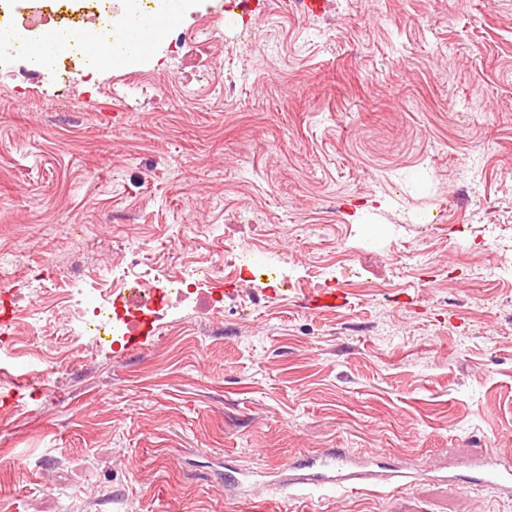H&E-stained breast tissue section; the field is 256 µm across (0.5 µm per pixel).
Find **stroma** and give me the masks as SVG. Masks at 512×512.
<instances>
[{
	"instance_id": "35a3bbf8",
	"label": "stroma",
	"mask_w": 512,
	"mask_h": 512,
	"mask_svg": "<svg viewBox=\"0 0 512 512\" xmlns=\"http://www.w3.org/2000/svg\"><path fill=\"white\" fill-rule=\"evenodd\" d=\"M207 0L129 67L85 80L75 111L51 78L0 59V258L13 305L64 313L70 265L124 264L148 244L180 273L217 241L188 224L263 225L224 311L174 304L141 347L62 349L42 390L17 324L16 401L0 389V512H512L468 483L487 449L512 459V0ZM224 13L221 43L170 42ZM199 86L185 97L186 84ZM124 85L130 109L105 88ZM503 248L485 249L490 233ZM424 269L406 273V251ZM320 274L344 305L308 307ZM379 451L448 473L353 493L218 483L215 459L263 480L297 457Z\"/></svg>"
}]
</instances>
